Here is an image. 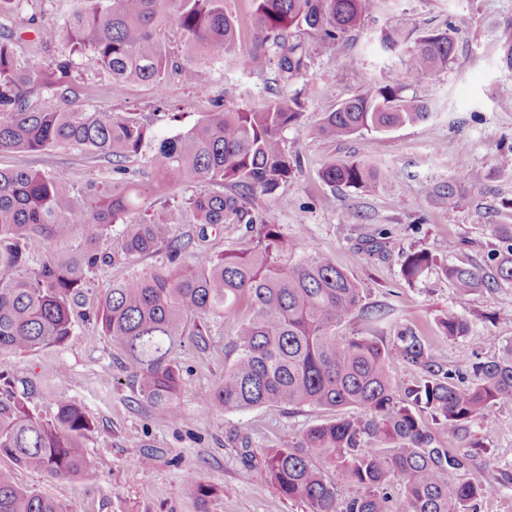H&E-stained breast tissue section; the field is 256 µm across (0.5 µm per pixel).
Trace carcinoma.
<instances>
[{"label": "carcinoma", "instance_id": "1", "mask_svg": "<svg viewBox=\"0 0 512 512\" xmlns=\"http://www.w3.org/2000/svg\"><path fill=\"white\" fill-rule=\"evenodd\" d=\"M90 6L56 28L35 30L40 42L60 41L65 54L53 69L16 59L12 37L0 33V153L50 148L85 151L111 165L112 177L78 188L64 170L50 173L0 169V354L23 353L64 343L72 333L73 305L89 288L90 275L112 261V225L131 211L141 192L166 199L184 183L198 191L182 204L125 225L123 250L147 255L163 247L166 264L101 295L95 323L124 356L137 395L161 417L178 416L181 369L176 351L191 341L206 344V320L247 301V312L225 345L224 376L205 398L211 409L242 412L261 407L294 411L320 408L338 416L313 425L263 460L266 477L282 495L308 512H477L499 493L495 474L476 468L478 449L463 440L467 424L512 404V342L486 362L461 359L448 366L431 353L427 337L401 330L389 344L345 336L340 327L361 310L357 283L329 257L282 234L265 199L292 177L297 159L283 132L301 127L297 99L275 100L260 110L217 108L193 128L151 145L136 119L114 118L112 107L79 109L68 78L73 57L89 53L116 87L150 84L178 74L203 91L207 65L170 66L164 37L181 32L197 56L234 50L233 17L224 0H89ZM261 43L269 45L287 78L307 69L309 47L291 31L306 28L319 47L332 49L344 33L376 7L377 0H255ZM381 55L408 72L433 75L455 54L453 30L432 29L416 38L399 28L377 38ZM59 96L65 108L28 107L37 91ZM427 101L404 94L390 78L328 112L311 132L342 139L389 132L425 122ZM144 167L132 171L131 158ZM327 184L364 187L378 178L362 163L332 159L320 170ZM483 175L461 167L456 179L428 187L437 205L452 211L482 184ZM191 223L204 230L221 224L259 225L252 248L214 256L193 249L177 234ZM499 248L490 253L495 274L451 265L442 273L460 296L478 288L512 285V224L495 225ZM44 252L29 265L30 251ZM295 257L283 265L279 257ZM417 252L405 260L414 277L429 266ZM446 337L467 335L461 313L440 321ZM401 360L420 369V380L403 389L388 374ZM471 381L456 383L464 373ZM431 416L434 426L422 415ZM91 421L67 399L56 400L50 418L33 413L12 387L0 384V458L52 477L96 478L85 437ZM397 484L398 505L388 487ZM351 489L338 502L337 485ZM0 512H65L56 501L16 486L0 470Z\"/></svg>", "mask_w": 512, "mask_h": 512}]
</instances>
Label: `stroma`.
<instances>
[{"label":"stroma","mask_w":512,"mask_h":512,"mask_svg":"<svg viewBox=\"0 0 512 512\" xmlns=\"http://www.w3.org/2000/svg\"><path fill=\"white\" fill-rule=\"evenodd\" d=\"M86 0H25L6 18L17 35L16 57L48 69L61 55L59 44L39 45L37 27L61 25ZM238 21L235 49L208 60L211 83L197 91L170 77L150 85L115 90L110 78L87 56L74 59L73 87L86 108L111 106L116 118L135 116L154 141L185 131L213 111L215 101L258 109L273 95L298 98L304 125L285 131L290 153L301 165L288 183L266 199L280 231L305 241L332 258L358 283L369 320L354 315L343 334L392 342L409 326L432 343L443 363L455 366L461 354L471 361L492 358L512 341V287L480 288L460 298L442 274L444 265H475L490 271L496 247L494 227L506 223L512 202V75L502 71V34L512 23V0H378L374 12L345 33L336 49L313 53L304 75L286 79L275 62L260 70L246 59L261 51L253 0H224ZM452 26L455 56L438 76H403L408 93L430 101L435 115L416 126L385 134H355L342 140L313 138L305 128L359 94L371 81L398 72L397 62L377 50L376 37L390 26L412 35ZM354 160L383 173L365 188L330 186L319 172L331 159ZM479 170L486 191L472 193L458 209L433 205L426 190L454 177L460 163ZM0 168L49 173L68 170L76 185L108 179L109 165L77 150L55 148L37 153H2ZM123 227H112V263L93 276L76 307L72 334L59 346L7 355L14 392L36 414L49 417L63 397L79 404L91 420L88 456L97 480L54 478L1 459L13 482L50 497L67 512H304L303 503L284 497L261 469L266 448L291 440L309 426L332 418L329 410L304 407L291 413L276 407L224 413L204 398L224 374V345L233 335L236 314L211 317L205 349L185 346L178 355L182 382L181 419L156 415L134 392L123 356L91 316L103 289L148 271L166 260L165 251L129 256L121 248ZM382 237L380 249L365 252L366 239ZM456 250H449V241ZM427 252L430 265L407 276L408 255ZM469 324L466 337L442 336L439 322L449 309ZM468 442L480 448L478 469H491L501 488L478 512H512V405L496 408L489 420L469 424ZM208 485L199 497L187 472Z\"/></svg>","instance_id":"stroma-1"}]
</instances>
